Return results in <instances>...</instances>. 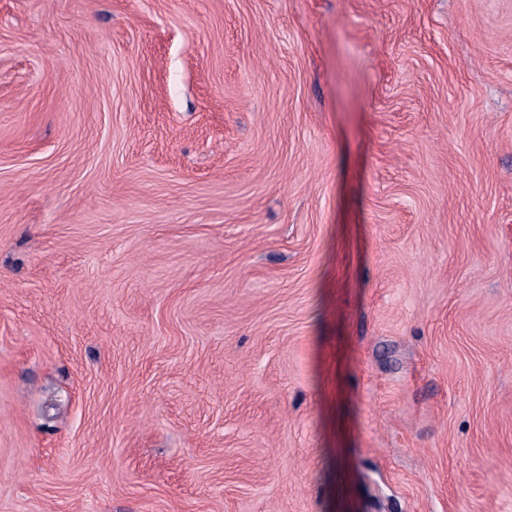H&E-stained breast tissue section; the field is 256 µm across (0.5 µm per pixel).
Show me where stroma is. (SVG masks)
Wrapping results in <instances>:
<instances>
[{
	"instance_id": "stroma-1",
	"label": "stroma",
	"mask_w": 512,
	"mask_h": 512,
	"mask_svg": "<svg viewBox=\"0 0 512 512\" xmlns=\"http://www.w3.org/2000/svg\"><path fill=\"white\" fill-rule=\"evenodd\" d=\"M0 512H512V0H0Z\"/></svg>"
}]
</instances>
